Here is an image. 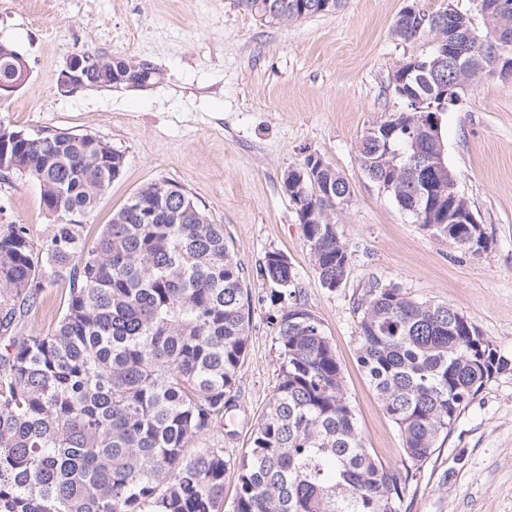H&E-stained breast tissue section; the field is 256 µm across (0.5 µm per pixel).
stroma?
Returning a JSON list of instances; mask_svg holds the SVG:
<instances>
[{
  "instance_id": "obj_1",
  "label": "stroma",
  "mask_w": 512,
  "mask_h": 512,
  "mask_svg": "<svg viewBox=\"0 0 512 512\" xmlns=\"http://www.w3.org/2000/svg\"><path fill=\"white\" fill-rule=\"evenodd\" d=\"M409 0H346L333 13L275 24L240 0H0V42L29 69L0 101V117L26 131L91 133L123 152L125 165L85 224L96 237L113 213L149 183L169 181L223 225L250 273L252 322L238 374L236 409L196 448L242 456L265 411L279 362L271 319L282 301L257 273L269 251L297 274L298 303L320 320L339 360L367 448L401 467L402 440L358 361L357 305L371 281L457 308L501 354L512 357V81L484 76L442 116L445 159L491 245L474 257L430 237L372 185L357 158L367 130L400 110L392 78L412 53L392 29ZM128 54L150 62L158 83L61 93L72 54ZM316 154L349 182L336 210L348 276L323 288L284 173ZM0 220L28 225L35 241L55 219L35 181L0 180ZM68 284L46 289L23 333L58 321ZM407 512H512V370L495 375L405 490Z\"/></svg>"
}]
</instances>
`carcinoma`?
<instances>
[{"label": "carcinoma", "instance_id": "carcinoma-1", "mask_svg": "<svg viewBox=\"0 0 512 512\" xmlns=\"http://www.w3.org/2000/svg\"><path fill=\"white\" fill-rule=\"evenodd\" d=\"M247 9L289 23L333 12L344 0H270ZM487 37L512 27V7L480 14ZM459 75L421 88L424 108L446 111ZM147 65L129 81L94 73L85 85L143 87ZM385 121L357 146L373 184L396 180L392 202L430 236L477 256L489 238L448 213V173L414 155L426 139L388 137ZM38 182L41 203L72 216L90 212L123 171L125 158L83 135L56 134L9 145ZM305 189L297 213L322 285H343L349 256L336 207L350 201L344 177L308 155L283 188ZM330 192L332 199L325 198ZM166 181L150 183L112 215L94 243L85 224L56 216L37 243L25 224H0V512H223L224 483L236 479L232 512H403L405 486L441 437L494 375L512 368L458 309L372 283L360 311L358 361L402 439L403 468L375 459L346 397L341 366L320 321L294 303L273 317L279 369L264 417L238 459L222 448L187 450L235 407L252 301L249 273L205 208ZM258 274L282 296L296 272L280 251ZM68 282L64 311L42 336H22L39 296Z\"/></svg>", "mask_w": 512, "mask_h": 512}]
</instances>
